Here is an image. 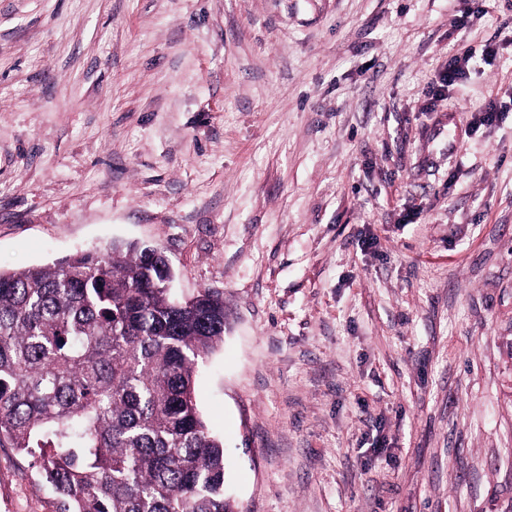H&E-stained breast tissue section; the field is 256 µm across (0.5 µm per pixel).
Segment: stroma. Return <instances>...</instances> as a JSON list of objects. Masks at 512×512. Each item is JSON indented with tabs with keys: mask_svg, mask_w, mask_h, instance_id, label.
<instances>
[{
	"mask_svg": "<svg viewBox=\"0 0 512 512\" xmlns=\"http://www.w3.org/2000/svg\"><path fill=\"white\" fill-rule=\"evenodd\" d=\"M113 242L224 295L237 512H512V0H0V270Z\"/></svg>",
	"mask_w": 512,
	"mask_h": 512,
	"instance_id": "stroma-1",
	"label": "stroma"
}]
</instances>
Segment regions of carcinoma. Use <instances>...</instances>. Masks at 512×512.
Listing matches in <instances>:
<instances>
[{"label":"carcinoma","instance_id":"1","mask_svg":"<svg viewBox=\"0 0 512 512\" xmlns=\"http://www.w3.org/2000/svg\"><path fill=\"white\" fill-rule=\"evenodd\" d=\"M157 248L0 270V447L40 465L60 512H234L195 401L224 295L164 286Z\"/></svg>","mask_w":512,"mask_h":512}]
</instances>
